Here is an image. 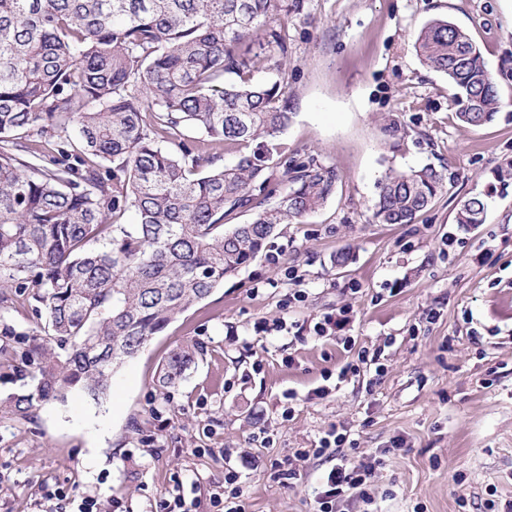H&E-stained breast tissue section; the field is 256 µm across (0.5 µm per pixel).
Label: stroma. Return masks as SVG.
<instances>
[{"mask_svg":"<svg viewBox=\"0 0 512 512\" xmlns=\"http://www.w3.org/2000/svg\"><path fill=\"white\" fill-rule=\"evenodd\" d=\"M301 4L284 22L293 119L279 142L289 159L333 166L335 195L123 363L104 399L75 390L0 421V512H40L45 490L73 487L100 512L117 499L156 512L177 488L212 512L208 491L231 470L246 512H313L331 461L279 472L332 430L348 459L375 461L370 502L336 512L512 501V0ZM436 18L463 28L496 78L504 104L481 128L458 120L454 88L415 52ZM426 166L444 175L429 207L375 223L385 173ZM474 196L485 219L466 230L455 214ZM326 316L335 329L314 335ZM281 319L290 331L273 332ZM187 343L194 364L160 388ZM195 348L193 346H180L174 349L162 365L157 383L160 387H168L182 380L185 372L194 362Z\"/></svg>","mask_w":512,"mask_h":512,"instance_id":"1","label":"stroma"}]
</instances>
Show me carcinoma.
Segmentation results:
<instances>
[{"label":"carcinoma","mask_w":512,"mask_h":512,"mask_svg":"<svg viewBox=\"0 0 512 512\" xmlns=\"http://www.w3.org/2000/svg\"><path fill=\"white\" fill-rule=\"evenodd\" d=\"M300 0H0V300L36 326L4 367L32 388L0 398L26 420L78 388L98 400L112 374L224 286L288 224L320 210L337 174L288 164L273 144L293 118L279 81V29ZM277 53L256 50L260 38ZM448 77L458 119L490 123L502 101L480 49L445 19L414 44ZM238 80L229 82L226 76ZM204 135L189 143L183 131ZM257 143L231 167L223 147ZM443 186L428 166L388 173L374 218L410 224ZM129 210L137 223L123 224ZM249 212L252 221L230 224ZM478 197L457 209L484 221ZM195 348L174 349L157 383L182 380Z\"/></svg>","instance_id":"carcinoma-1"}]
</instances>
